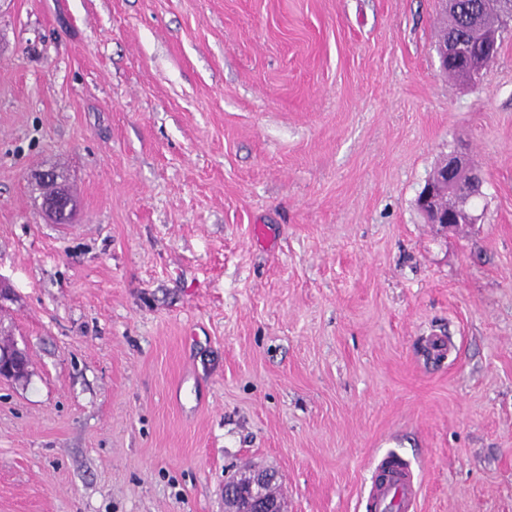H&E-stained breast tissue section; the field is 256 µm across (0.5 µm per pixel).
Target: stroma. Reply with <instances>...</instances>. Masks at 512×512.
<instances>
[{
	"instance_id": "obj_1",
	"label": "stroma",
	"mask_w": 512,
	"mask_h": 512,
	"mask_svg": "<svg viewBox=\"0 0 512 512\" xmlns=\"http://www.w3.org/2000/svg\"><path fill=\"white\" fill-rule=\"evenodd\" d=\"M440 0H0V512H512V28L450 78ZM475 224L426 223L438 162ZM55 170L73 221L40 210ZM446 341L437 356L434 340ZM482 176L461 154L450 153L417 197V206L427 223L456 230L463 224H475L476 219L466 208L468 200L480 187ZM442 206L440 202L447 201ZM28 359L15 346L4 347L0 344V378L16 379L26 374ZM376 477L361 499L365 512H416L419 486L409 466L396 457L375 465ZM277 474L271 469L251 468L224 483L225 512H287L283 498L269 496L266 487Z\"/></svg>"
}]
</instances>
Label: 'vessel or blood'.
I'll return each instance as SVG.
<instances>
[{"instance_id":"1","label":"vessel or blood","mask_w":512,"mask_h":512,"mask_svg":"<svg viewBox=\"0 0 512 512\" xmlns=\"http://www.w3.org/2000/svg\"><path fill=\"white\" fill-rule=\"evenodd\" d=\"M375 472L361 500L365 512H417L419 486L406 463L388 456L376 463Z\"/></svg>"}]
</instances>
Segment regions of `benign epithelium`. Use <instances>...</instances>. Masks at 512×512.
<instances>
[{"label":"benign epithelium","mask_w":512,"mask_h":512,"mask_svg":"<svg viewBox=\"0 0 512 512\" xmlns=\"http://www.w3.org/2000/svg\"><path fill=\"white\" fill-rule=\"evenodd\" d=\"M497 22H488L484 11L474 12L469 28L482 51L472 53L456 34L449 32L437 47L441 68L452 60L460 79L474 85L475 78L496 59V46L502 27L512 23V0H494ZM482 176L461 154L450 153L417 197V206L427 223L455 230L475 223L466 208L468 200L480 187ZM42 211L53 219L68 216L70 205L53 198L42 201ZM28 359L14 346L0 344V378L15 379L27 373ZM277 474L265 468H252L224 483V512H287L284 499L267 494L266 487Z\"/></svg>","instance_id":"benign-epithelium-1"}]
</instances>
